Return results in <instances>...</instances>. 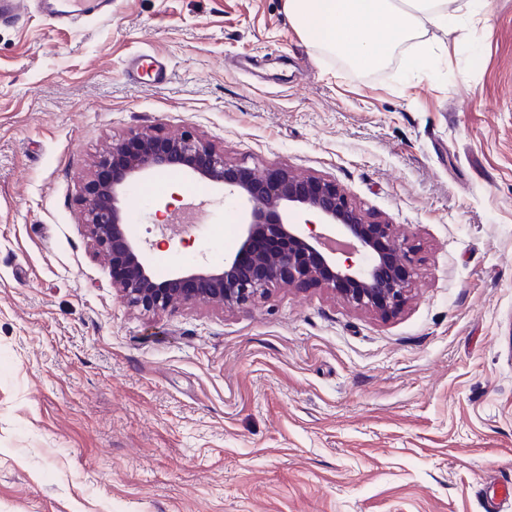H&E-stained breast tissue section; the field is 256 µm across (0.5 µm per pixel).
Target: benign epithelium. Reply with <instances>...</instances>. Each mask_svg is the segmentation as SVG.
Returning a JSON list of instances; mask_svg holds the SVG:
<instances>
[{
  "label": "benign epithelium",
  "instance_id": "1",
  "mask_svg": "<svg viewBox=\"0 0 512 512\" xmlns=\"http://www.w3.org/2000/svg\"><path fill=\"white\" fill-rule=\"evenodd\" d=\"M165 169L220 185L245 208L240 246L224 264L180 269L165 279L153 275L128 232L123 201L133 182ZM80 205L84 232L108 264L112 287L144 312H165L177 303L242 308L277 284L321 288L382 318L399 314L410 299L415 248L394 225L368 218L334 182L229 163L191 130L173 136L147 126L112 141L84 183ZM302 212L337 226L341 240L333 246L310 223L293 221Z\"/></svg>",
  "mask_w": 512,
  "mask_h": 512
}]
</instances>
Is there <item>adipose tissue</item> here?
Instances as JSON below:
<instances>
[{
	"label": "adipose tissue",
	"instance_id": "ef3b65f1",
	"mask_svg": "<svg viewBox=\"0 0 512 512\" xmlns=\"http://www.w3.org/2000/svg\"><path fill=\"white\" fill-rule=\"evenodd\" d=\"M284 8L303 36L358 68L386 64L428 29L460 25L448 0H285Z\"/></svg>",
	"mask_w": 512,
	"mask_h": 512
}]
</instances>
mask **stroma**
Segmentation results:
<instances>
[{
    "instance_id": "1",
    "label": "stroma",
    "mask_w": 512,
    "mask_h": 512,
    "mask_svg": "<svg viewBox=\"0 0 512 512\" xmlns=\"http://www.w3.org/2000/svg\"><path fill=\"white\" fill-rule=\"evenodd\" d=\"M82 13L80 0H58ZM365 69L284 0H112L0 23V512H484L512 483V0ZM139 53L167 80L127 75ZM192 129L228 162L336 184L417 250L396 317L318 288L244 308L128 307L83 231L105 143ZM161 246L164 185L127 199L158 276L222 264L239 210Z\"/></svg>"
}]
</instances>
